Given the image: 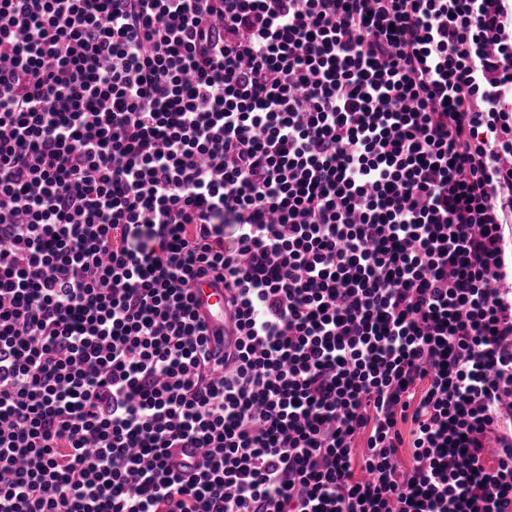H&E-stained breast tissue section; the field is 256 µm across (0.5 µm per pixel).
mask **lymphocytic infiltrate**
<instances>
[{
    "label": "lymphocytic infiltrate",
    "mask_w": 512,
    "mask_h": 512,
    "mask_svg": "<svg viewBox=\"0 0 512 512\" xmlns=\"http://www.w3.org/2000/svg\"><path fill=\"white\" fill-rule=\"evenodd\" d=\"M503 2L0 0V512H512ZM191 293L199 319L206 328L212 344L217 345V336L222 340L220 345L224 340V348L233 345L236 332L228 314L224 283H216L212 277L198 278L192 285Z\"/></svg>",
    "instance_id": "1"
}]
</instances>
